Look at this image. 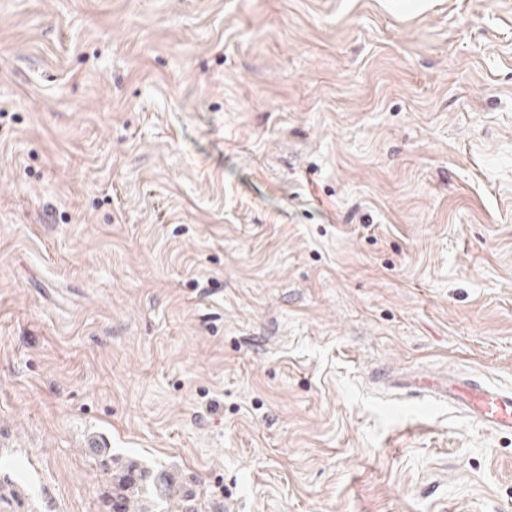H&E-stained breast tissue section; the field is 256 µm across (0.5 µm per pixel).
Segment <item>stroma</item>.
I'll return each instance as SVG.
<instances>
[{
    "mask_svg": "<svg viewBox=\"0 0 512 512\" xmlns=\"http://www.w3.org/2000/svg\"><path fill=\"white\" fill-rule=\"evenodd\" d=\"M448 371L512 385V0H0V512H512L379 378Z\"/></svg>",
    "mask_w": 512,
    "mask_h": 512,
    "instance_id": "stroma-1",
    "label": "stroma"
}]
</instances>
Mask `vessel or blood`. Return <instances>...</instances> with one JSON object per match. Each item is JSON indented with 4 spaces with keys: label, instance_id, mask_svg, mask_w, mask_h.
<instances>
[{
    "label": "vessel or blood",
    "instance_id": "obj_1",
    "mask_svg": "<svg viewBox=\"0 0 512 512\" xmlns=\"http://www.w3.org/2000/svg\"><path fill=\"white\" fill-rule=\"evenodd\" d=\"M404 394L432 400H447L450 408L463 412L482 427L512 433V389L476 377L452 375L412 376L398 384Z\"/></svg>",
    "mask_w": 512,
    "mask_h": 512
}]
</instances>
